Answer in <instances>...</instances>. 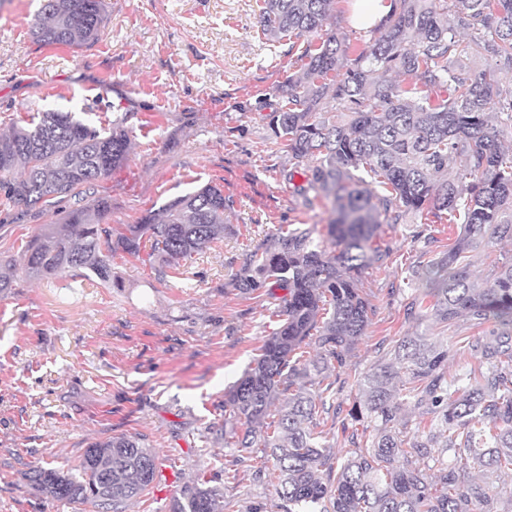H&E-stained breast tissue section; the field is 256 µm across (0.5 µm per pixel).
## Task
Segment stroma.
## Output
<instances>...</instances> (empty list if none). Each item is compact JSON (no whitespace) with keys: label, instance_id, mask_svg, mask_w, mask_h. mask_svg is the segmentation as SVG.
Listing matches in <instances>:
<instances>
[{"label":"stroma","instance_id":"stroma-1","mask_svg":"<svg viewBox=\"0 0 512 512\" xmlns=\"http://www.w3.org/2000/svg\"><path fill=\"white\" fill-rule=\"evenodd\" d=\"M96 43L82 48L36 42L40 0H0V130L49 109L127 131L126 161L94 185L109 200L102 224H137L165 202L212 183L232 206L231 234L163 271L142 245L115 255L112 281L17 274L0 296V512H94L51 502L28 487L30 466L75 468L90 443L143 435L160 466L184 482L219 468L224 389L255 357L278 323L260 300L235 290L243 254L288 224L326 236L330 206L304 200L285 174L292 164L268 115L281 101L292 64L287 41L260 33L262 0H105ZM72 200L27 209L0 203V259L21 260L24 244L62 223ZM455 229L414 215L381 228L390 255L363 274L373 314L347 357L344 375L367 371L395 344L428 332L448 351V372L477 364L457 339L467 319L424 326L408 319L407 278L424 260V240L447 248ZM224 482L225 512L276 496L254 483L248 463Z\"/></svg>","mask_w":512,"mask_h":512}]
</instances>
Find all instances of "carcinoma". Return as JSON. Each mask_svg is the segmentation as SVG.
I'll list each match as a JSON object with an SVG mask.
<instances>
[{
    "label": "carcinoma",
    "mask_w": 512,
    "mask_h": 512,
    "mask_svg": "<svg viewBox=\"0 0 512 512\" xmlns=\"http://www.w3.org/2000/svg\"><path fill=\"white\" fill-rule=\"evenodd\" d=\"M333 0H263L259 23L269 41L308 37L304 67L271 113L275 136L295 160L288 182L331 204L327 235L312 227L281 230L246 253L233 285L278 301L279 329L240 378L224 391V447L251 453L253 481L273 490L284 512H512L483 480L463 481L462 461L512 475V262L495 265L486 285L470 279L467 254L512 240V154L498 140L512 131V94L492 72L458 64L475 55L512 71V0H397L384 32L339 73L346 39L328 27ZM104 0H42L33 38L82 47L99 39ZM416 38V47L407 43ZM392 73L407 77L395 84ZM350 113L336 122L328 103ZM118 126L98 129L70 112L46 110L0 133V190L6 202L33 208L77 197L127 158ZM454 170L453 178L448 171ZM61 224H49L24 249V274L48 280L85 271L112 282V256L139 255L150 242L158 262L178 261L224 237L229 204L206 184L166 202L139 224L114 227L95 216L109 201L87 196ZM413 214L460 226L454 243L413 270L418 295L407 314H431L448 327L465 317L479 330L459 344L478 368L450 377L448 351L425 335L397 340L389 357L353 378L357 400L342 433L339 458L326 443L320 413L337 416L331 385L352 346L365 335L372 308L361 295L366 269L383 263V224ZM15 267L0 260V295ZM285 295L277 298L274 290ZM315 345L306 358L300 349ZM417 410L412 437L402 406ZM273 460V467L267 466ZM79 475L45 463L25 485L50 501L89 502L97 512H126L157 483V458L138 435L120 434L86 448ZM169 512H224L217 472L201 471L169 501Z\"/></svg>",
    "instance_id": "carcinoma-1"
}]
</instances>
